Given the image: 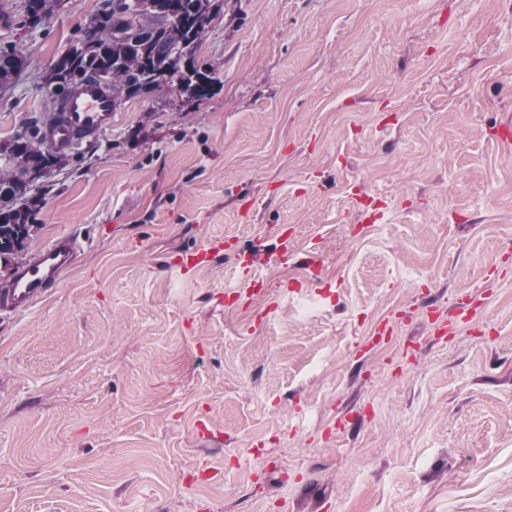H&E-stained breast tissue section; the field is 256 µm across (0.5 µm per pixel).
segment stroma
Masks as SVG:
<instances>
[{
  "instance_id": "stroma-1",
  "label": "stroma",
  "mask_w": 512,
  "mask_h": 512,
  "mask_svg": "<svg viewBox=\"0 0 512 512\" xmlns=\"http://www.w3.org/2000/svg\"><path fill=\"white\" fill-rule=\"evenodd\" d=\"M219 4L195 53L216 94L128 99L38 183L9 268L80 250L0 312V512H512V0ZM100 5L0 26L29 62L0 143L51 112L39 77ZM284 230L320 281L265 266L227 307L233 250ZM474 290L469 325L361 352ZM77 249L76 238L61 236L23 264L13 278L0 287V311L23 312L44 300L60 273L72 264ZM225 242L223 240H214L208 245L187 251L179 261V271L183 276H193L210 264L221 254L224 253Z\"/></svg>"
}]
</instances>
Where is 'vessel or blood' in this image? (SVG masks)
Returning <instances> with one entry per match:
<instances>
[{"instance_id": "obj_1", "label": "vessel or blood", "mask_w": 512, "mask_h": 512, "mask_svg": "<svg viewBox=\"0 0 512 512\" xmlns=\"http://www.w3.org/2000/svg\"><path fill=\"white\" fill-rule=\"evenodd\" d=\"M117 111V104L99 82H86L61 102L55 121L46 128L45 141L55 150H70L76 143L97 138L111 129ZM77 249L76 238L65 235L23 264L11 280L0 285V311L23 312L44 300L60 273L72 264ZM224 250L225 243L219 239L185 252L179 271L185 276L195 275L210 266ZM296 255L294 238L285 234L280 236L276 250L267 256H260L255 251L237 255L241 287L229 293V300L249 299L261 294L260 282L251 277V270L257 264L283 267Z\"/></svg>"}]
</instances>
